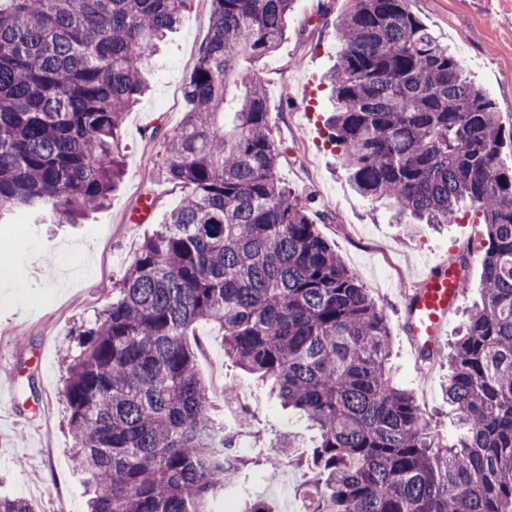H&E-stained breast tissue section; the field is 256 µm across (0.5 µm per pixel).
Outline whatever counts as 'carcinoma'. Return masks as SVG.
I'll return each instance as SVG.
<instances>
[{"mask_svg": "<svg viewBox=\"0 0 512 512\" xmlns=\"http://www.w3.org/2000/svg\"><path fill=\"white\" fill-rule=\"evenodd\" d=\"M192 0H0V224H76L123 175L120 130L158 44ZM210 27L164 137L182 186L93 326L67 356V424L88 512H213L259 462L222 419L198 370L206 322L224 360L271 383L317 431L306 455L272 445L266 478L306 477L305 512H512V131L407 0H350L326 75L328 123L354 187L400 214L480 216L482 302L449 357L444 443L386 360L391 332L369 289L319 235L326 218L276 177L262 69L296 0H209ZM0 512H34L0 497Z\"/></svg>", "mask_w": 512, "mask_h": 512, "instance_id": "1", "label": "carcinoma"}]
</instances>
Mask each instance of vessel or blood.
Here are the masks:
<instances>
[{
    "label": "vessel or blood",
    "mask_w": 512,
    "mask_h": 512,
    "mask_svg": "<svg viewBox=\"0 0 512 512\" xmlns=\"http://www.w3.org/2000/svg\"><path fill=\"white\" fill-rule=\"evenodd\" d=\"M462 278L458 270L447 264L432 268L412 296L411 334L422 347L435 348L452 312L462 296Z\"/></svg>",
    "instance_id": "b4317fda"
}]
</instances>
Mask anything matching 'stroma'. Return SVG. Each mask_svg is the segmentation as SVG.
<instances>
[{"instance_id":"1","label":"stroma","mask_w":512,"mask_h":512,"mask_svg":"<svg viewBox=\"0 0 512 512\" xmlns=\"http://www.w3.org/2000/svg\"><path fill=\"white\" fill-rule=\"evenodd\" d=\"M349 6V0H297L278 49L260 62L282 152L278 176L325 212L319 233L387 318L395 383L451 442L458 430L445 396L449 354L469 311L481 301L479 259L468 263V285L433 362L417 357L407 301L435 265L458 263L486 231L468 217L452 224L399 221L389 201L354 188L327 138L331 91L320 83L336 63V19ZM408 6L447 42L466 75L496 103L504 129H511L512 0H409ZM209 11L206 0H195L155 57L147 75L150 88L122 126L123 176L107 203L74 227H0L16 259L13 279L0 280V495L28 499L36 512H86L84 483L71 464L64 357L78 332L111 300L144 238L184 195L161 175L164 137L183 122L182 88L208 35ZM146 196L155 201L150 220L130 222ZM196 332L204 344L199 368L213 388L216 409L224 407L225 382H233L264 439L287 432L295 445L310 444L306 421L283 410L268 384L225 362L217 330L201 323Z\"/></svg>"}]
</instances>
